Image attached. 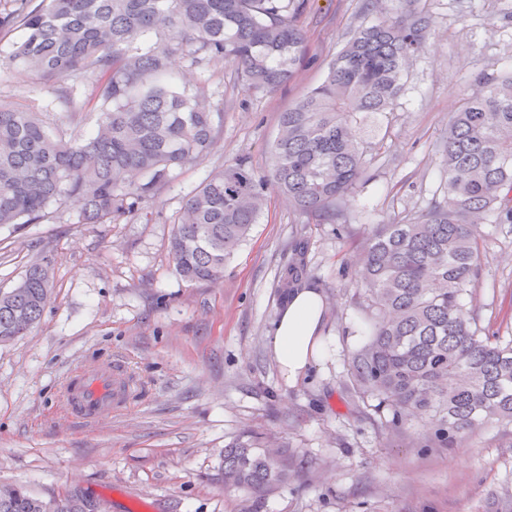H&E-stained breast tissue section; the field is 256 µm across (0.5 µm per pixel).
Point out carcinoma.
<instances>
[{
    "label": "carcinoma",
    "instance_id": "1",
    "mask_svg": "<svg viewBox=\"0 0 512 512\" xmlns=\"http://www.w3.org/2000/svg\"><path fill=\"white\" fill-rule=\"evenodd\" d=\"M308 0H43L0 16L24 31L9 63L63 82L95 81L100 116L86 137L64 118L0 103V225L29 224L47 207H76L103 223L133 212L173 172L211 152L223 109L206 80L175 82L180 55L199 66L224 62L249 90L284 86L307 51L299 16ZM364 0L385 18L360 26L324 81L281 113L260 173L238 159L207 178L183 206L170 239L177 273L213 282L249 236L274 192L309 219L337 222L366 175L361 122L398 105L410 64L429 47L420 0ZM444 197L425 213L373 224L357 245L354 286L368 333L352 355L348 391L398 416L423 417L447 448L475 429L512 427V340L482 336L466 297L483 263L479 225L512 224V73L480 77L460 100L442 145ZM305 244L295 247L283 288L299 285ZM51 277L29 266L0 294V342L42 316ZM301 463L288 448L246 435L224 448V488L260 500ZM0 512H93L80 497L43 501L0 487Z\"/></svg>",
    "mask_w": 512,
    "mask_h": 512
}]
</instances>
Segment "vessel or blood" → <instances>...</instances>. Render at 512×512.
<instances>
[{
    "mask_svg": "<svg viewBox=\"0 0 512 512\" xmlns=\"http://www.w3.org/2000/svg\"><path fill=\"white\" fill-rule=\"evenodd\" d=\"M64 390L71 417L95 424L126 408L134 378L124 360L98 361L70 374Z\"/></svg>",
    "mask_w": 512,
    "mask_h": 512,
    "instance_id": "b4317fda",
    "label": "vessel or blood"
}]
</instances>
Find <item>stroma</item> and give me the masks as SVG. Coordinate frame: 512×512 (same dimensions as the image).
<instances>
[{"label":"stroma","mask_w":512,"mask_h":512,"mask_svg":"<svg viewBox=\"0 0 512 512\" xmlns=\"http://www.w3.org/2000/svg\"><path fill=\"white\" fill-rule=\"evenodd\" d=\"M363 3L309 0L300 18L308 53L274 93L245 89L224 63L202 70L174 57L175 75L208 78L223 130L210 154L176 171L138 211L83 224L77 209L51 206L41 222L0 226L1 292L31 264L52 275L40 321L0 343V486L41 498L80 489L110 499L112 512H497L512 488V434L483 426L450 449L424 421L394 418L346 385L366 339L355 246L365 225L417 216L441 197L451 113L475 77L512 72V0H421L432 51L414 61L397 108L366 121L367 180L346 202L344 223L307 220L274 196L217 281L183 280L170 254L183 204L210 174L240 157L268 169L281 112L321 83L345 38L370 23ZM67 85L78 111L72 131L89 135L99 110L92 80L77 74ZM57 96V83L21 66L0 76V102L58 112ZM480 230L472 304L483 334L508 338L512 224ZM298 240L302 285L325 301L326 353L287 387L269 333ZM112 357L128 361L138 394L104 423L73 421L63 408L66 375ZM248 429L278 437L302 462L258 501L224 487V447Z\"/></svg>","instance_id":"obj_1"}]
</instances>
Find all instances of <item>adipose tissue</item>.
Returning <instances> with one entry per match:
<instances>
[{
    "mask_svg": "<svg viewBox=\"0 0 512 512\" xmlns=\"http://www.w3.org/2000/svg\"><path fill=\"white\" fill-rule=\"evenodd\" d=\"M325 302L313 288L290 292L274 323L269 343L286 385H295L323 354Z\"/></svg>",
    "mask_w": 512,
    "mask_h": 512,
    "instance_id": "ef3b65f1",
    "label": "adipose tissue"
}]
</instances>
